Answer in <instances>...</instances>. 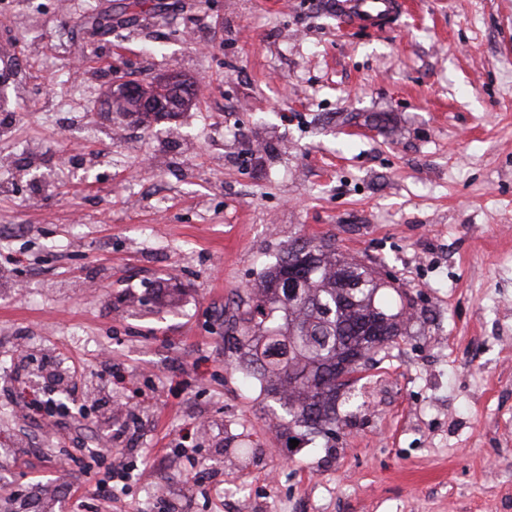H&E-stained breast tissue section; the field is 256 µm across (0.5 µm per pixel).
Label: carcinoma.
I'll return each instance as SVG.
<instances>
[{
	"label": "carcinoma",
	"instance_id": "1",
	"mask_svg": "<svg viewBox=\"0 0 512 512\" xmlns=\"http://www.w3.org/2000/svg\"><path fill=\"white\" fill-rule=\"evenodd\" d=\"M301 295H288L289 269ZM387 288L363 261L336 256L335 244L297 241L262 275L239 318V335L224 337L237 369L279 402L287 431L329 433L338 427V366L353 374L407 335L405 304L383 307Z\"/></svg>",
	"mask_w": 512,
	"mask_h": 512
}]
</instances>
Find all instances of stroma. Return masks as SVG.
Listing matches in <instances>:
<instances>
[{"mask_svg":"<svg viewBox=\"0 0 512 512\" xmlns=\"http://www.w3.org/2000/svg\"><path fill=\"white\" fill-rule=\"evenodd\" d=\"M405 2L351 28L334 0H0V512H512V0ZM172 70L188 111L108 118ZM298 238L414 316L291 449L224 338ZM120 86V93L114 96L105 97V105L108 111L112 114L116 108L122 107L123 109L138 110L143 112L145 108L151 107V102L148 98V87L146 82L139 81H120L115 84L114 87ZM194 93L187 98V102L181 112H166L164 111V105L150 112H143L142 115L138 116L137 122L143 125H150L152 122H157L161 119L171 118L182 112L187 111L193 104ZM115 113L120 117L122 111L118 110Z\"/></svg>","mask_w":512,"mask_h":512,"instance_id":"35a3bbf8","label":"stroma"}]
</instances>
